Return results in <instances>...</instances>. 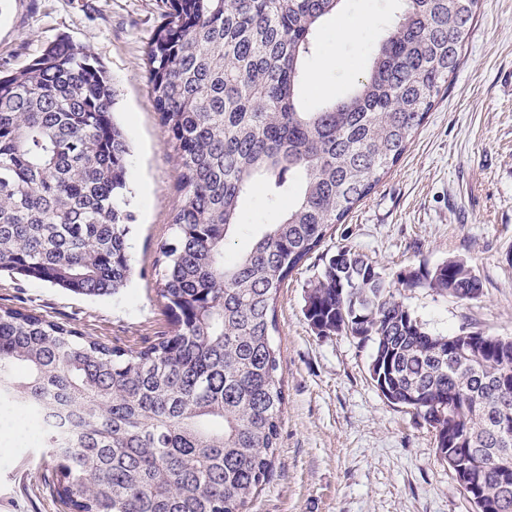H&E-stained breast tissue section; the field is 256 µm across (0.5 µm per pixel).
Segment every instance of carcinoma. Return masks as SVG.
<instances>
[{
    "mask_svg": "<svg viewBox=\"0 0 512 512\" xmlns=\"http://www.w3.org/2000/svg\"><path fill=\"white\" fill-rule=\"evenodd\" d=\"M143 57L159 124L176 156L179 203L158 250L157 297L171 330L139 349L85 335L36 310L0 306V405L46 418L56 492L70 512H249L267 484L285 405L277 332L281 286L407 151L461 63L478 0H404L350 93L316 106L305 63L342 0H162ZM112 80L60 37L0 77V271L85 296L134 274L129 143ZM290 198L235 257L241 203ZM407 286L459 301L482 283L448 259ZM305 317L321 334L373 344L376 387L435 432L448 418L474 459L512 453V339L483 336L479 358L448 355L351 247L328 259ZM507 425V432L501 425ZM494 512H512V473L477 468Z\"/></svg>",
    "mask_w": 512,
    "mask_h": 512,
    "instance_id": "cac0c4a2",
    "label": "carcinoma"
}]
</instances>
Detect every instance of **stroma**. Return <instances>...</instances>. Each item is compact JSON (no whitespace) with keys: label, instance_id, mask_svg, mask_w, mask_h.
Here are the masks:
<instances>
[{"label":"stroma","instance_id":"obj_1","mask_svg":"<svg viewBox=\"0 0 512 512\" xmlns=\"http://www.w3.org/2000/svg\"><path fill=\"white\" fill-rule=\"evenodd\" d=\"M399 0H344L307 64L313 97L342 96L367 69ZM161 0H0V76L27 67L62 36L107 69L113 110L130 144L134 276L118 294L88 297L0 273V306L20 304L76 324L100 341L137 349L170 328L155 288L158 245L171 235L179 168L161 128L143 48ZM347 32L336 28L337 18ZM377 262L391 288L435 334L512 338V0H479L461 64L412 145L331 228L277 294L286 402L272 475L250 512H473L435 434L390 404L369 372L371 345L319 334L305 295L338 247ZM456 258L482 293L459 301L409 288L400 274ZM15 411H0V512H69L47 481L49 453L19 444Z\"/></svg>","mask_w":512,"mask_h":512}]
</instances>
